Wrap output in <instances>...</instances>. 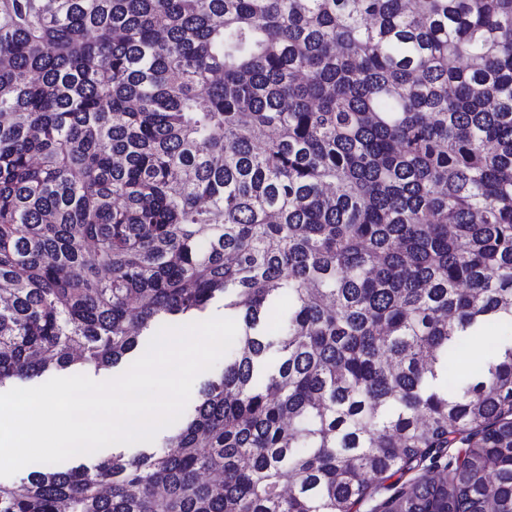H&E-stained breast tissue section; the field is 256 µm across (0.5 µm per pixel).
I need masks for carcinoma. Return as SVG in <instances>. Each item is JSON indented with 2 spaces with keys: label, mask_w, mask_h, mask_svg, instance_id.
Returning <instances> with one entry per match:
<instances>
[{
  "label": "carcinoma",
  "mask_w": 512,
  "mask_h": 512,
  "mask_svg": "<svg viewBox=\"0 0 512 512\" xmlns=\"http://www.w3.org/2000/svg\"><path fill=\"white\" fill-rule=\"evenodd\" d=\"M0 291V387L240 327L162 450L0 512H512V340L448 377L512 328V0H0Z\"/></svg>",
  "instance_id": "obj_1"
}]
</instances>
